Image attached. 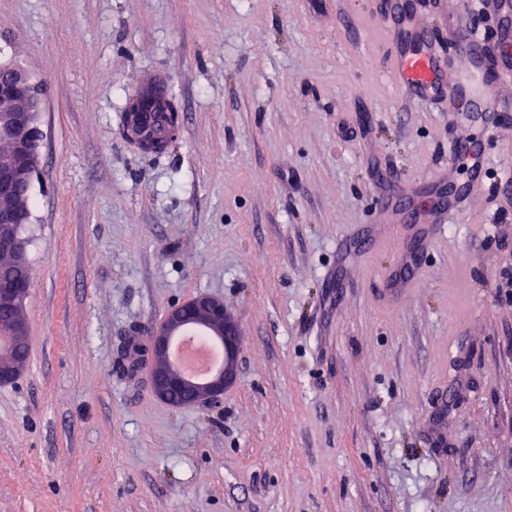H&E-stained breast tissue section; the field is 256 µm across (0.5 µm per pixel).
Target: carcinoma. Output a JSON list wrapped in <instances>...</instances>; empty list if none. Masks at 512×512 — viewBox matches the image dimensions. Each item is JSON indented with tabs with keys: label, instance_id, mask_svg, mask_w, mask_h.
<instances>
[{
	"label": "carcinoma",
	"instance_id": "obj_1",
	"mask_svg": "<svg viewBox=\"0 0 512 512\" xmlns=\"http://www.w3.org/2000/svg\"><path fill=\"white\" fill-rule=\"evenodd\" d=\"M139 112L136 116L126 114L125 126L137 123L144 134L151 136L149 143L151 152L160 154L166 150L173 133L178 129L180 116L167 94L161 86H151L139 96Z\"/></svg>",
	"mask_w": 512,
	"mask_h": 512
}]
</instances>
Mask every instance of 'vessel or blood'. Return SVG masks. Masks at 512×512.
<instances>
[{
  "label": "vessel or blood",
  "mask_w": 512,
  "mask_h": 512,
  "mask_svg": "<svg viewBox=\"0 0 512 512\" xmlns=\"http://www.w3.org/2000/svg\"><path fill=\"white\" fill-rule=\"evenodd\" d=\"M407 16L397 0H382L380 18L393 47L389 72L398 94L413 103L429 100L441 102L450 112H482L493 121L498 107V90L512 84V63L494 70L483 57V39L472 33H451L450 55L438 54L433 48L430 31H414L406 24ZM455 71V82H447V71ZM465 170L467 178L458 181L456 173ZM490 167L475 137L453 141L447 168L437 172L432 200L423 201L414 187L403 185L379 200L378 221L367 227L366 238L384 234L389 226L407 232L413 241L408 253L416 258L426 252L445 224L466 208L465 196L470 185L485 181Z\"/></svg>",
  "instance_id": "obj_1"
}]
</instances>
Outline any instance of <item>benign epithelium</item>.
Here are the masks:
<instances>
[{
  "label": "benign epithelium",
  "instance_id": "7a95c632",
  "mask_svg": "<svg viewBox=\"0 0 512 512\" xmlns=\"http://www.w3.org/2000/svg\"><path fill=\"white\" fill-rule=\"evenodd\" d=\"M39 90L24 69L0 64V385L23 374L30 356L28 325L21 317L31 285L27 249L21 235L30 223L29 197L40 163L43 138L37 124ZM188 331L209 337L222 349L221 363L203 377L184 372L171 355L172 342ZM240 335L224 304L199 296L173 307L153 332L149 346L153 395L176 408L177 395L191 405H215L236 378Z\"/></svg>",
  "mask_w": 512,
  "mask_h": 512
}]
</instances>
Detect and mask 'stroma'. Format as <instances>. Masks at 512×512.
<instances>
[{
    "label": "stroma",
    "instance_id": "1",
    "mask_svg": "<svg viewBox=\"0 0 512 512\" xmlns=\"http://www.w3.org/2000/svg\"><path fill=\"white\" fill-rule=\"evenodd\" d=\"M413 0L500 53L505 12ZM371 0H0V61L40 90L21 315L0 386V512H512V85L491 180L420 261L372 189L448 164L451 113L400 97ZM180 114L160 155L136 92ZM223 301L241 335L221 407L155 398L131 341Z\"/></svg>",
    "mask_w": 512,
    "mask_h": 512
}]
</instances>
